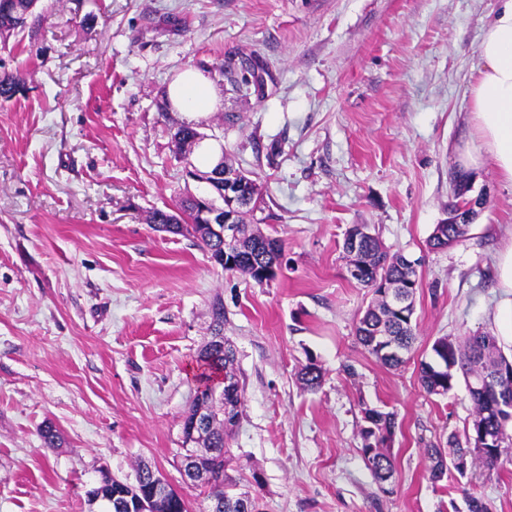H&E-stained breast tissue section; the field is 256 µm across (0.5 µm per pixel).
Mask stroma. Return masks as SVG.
Instances as JSON below:
<instances>
[{
    "mask_svg": "<svg viewBox=\"0 0 512 512\" xmlns=\"http://www.w3.org/2000/svg\"><path fill=\"white\" fill-rule=\"evenodd\" d=\"M501 0H38L0 35V73L26 90L0 101V512H88L101 468L138 464L180 485L182 421L212 306L236 354L242 417L227 473L265 512H467L468 495L512 512V472L448 469L423 450L471 420L464 381L427 394L435 339L495 333L494 264L512 246V187L491 164L469 173L488 202L465 236L429 248L448 217L470 132L468 87ZM256 59L259 88L223 75ZM193 67L220 104L196 129L251 172L263 198L247 223L280 240L259 285L211 262L157 209L214 198L172 139L168 84ZM369 225L415 260L417 339L399 369L378 363L355 323L372 300L342 249ZM323 371L303 388L308 360ZM395 414V492L359 448L360 407ZM52 423L59 447L40 427Z\"/></svg>",
    "mask_w": 512,
    "mask_h": 512,
    "instance_id": "1",
    "label": "stroma"
}]
</instances>
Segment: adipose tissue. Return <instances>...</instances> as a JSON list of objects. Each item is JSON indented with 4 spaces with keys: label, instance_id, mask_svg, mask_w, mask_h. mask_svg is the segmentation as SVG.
<instances>
[{
    "label": "adipose tissue",
    "instance_id": "1",
    "mask_svg": "<svg viewBox=\"0 0 512 512\" xmlns=\"http://www.w3.org/2000/svg\"><path fill=\"white\" fill-rule=\"evenodd\" d=\"M478 51L482 64L469 86L471 140L463 161L469 169L491 163L497 179L512 187V0H503L496 19L482 33ZM167 98L190 123L219 104L211 80L192 67L169 84ZM496 278L504 295L496 313L497 334L512 344V247L499 254Z\"/></svg>",
    "mask_w": 512,
    "mask_h": 512
}]
</instances>
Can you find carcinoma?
Returning <instances> with one entry per match:
<instances>
[{
  "instance_id": "1",
  "label": "carcinoma",
  "mask_w": 512,
  "mask_h": 512,
  "mask_svg": "<svg viewBox=\"0 0 512 512\" xmlns=\"http://www.w3.org/2000/svg\"><path fill=\"white\" fill-rule=\"evenodd\" d=\"M12 12L0 14V26L9 25V30L23 29L32 16L36 0H10ZM25 86V77L18 73L0 74V100L7 102L15 98ZM456 192L453 193L451 206L465 207L469 204L466 193V176L454 177ZM247 211L238 218L239 232L243 239L249 240V250L243 252L237 266H222L226 272H235L248 277L257 284H263L257 269L266 266L272 260L283 256L281 244L274 238L259 235L248 239L251 234L246 224ZM466 224H437L428 240L434 250H442L460 241L466 234ZM357 261L368 267V276L358 284L377 292V284L386 281L392 285L407 286L411 290L419 287V278L415 262L399 252L390 253L374 234L364 235L360 239ZM417 323L413 321V312L407 311L399 316L390 311L382 299L369 307L356 326V334L363 347L383 366L396 368L403 362V352L409 350L416 338ZM433 361L421 364L419 380L429 395H446L454 389L457 372L464 379L482 376L488 379L490 392L482 393L468 390L472 405V417L464 429L463 437L448 438V447L431 445L423 449L425 458L430 462L432 479L439 481L445 474L447 463L465 461L470 468L478 471L490 480L512 465L511 456H503V450L512 447V381L503 380L500 373L503 368L512 366L499 345L498 337L485 333L472 336L463 342L441 337L432 345ZM204 365L215 371L232 373L235 354L231 346L213 344L207 347L199 357ZM322 369L311 361L303 366L299 378L309 389H317L322 382ZM361 429V455L371 454L372 464L368 466L378 490L384 495L394 493L393 461L387 450L397 427L396 416L374 408H363ZM203 444L216 450L209 459L212 471L224 470L227 462L224 450V417L220 412L212 413V422L205 430Z\"/></svg>"
}]
</instances>
